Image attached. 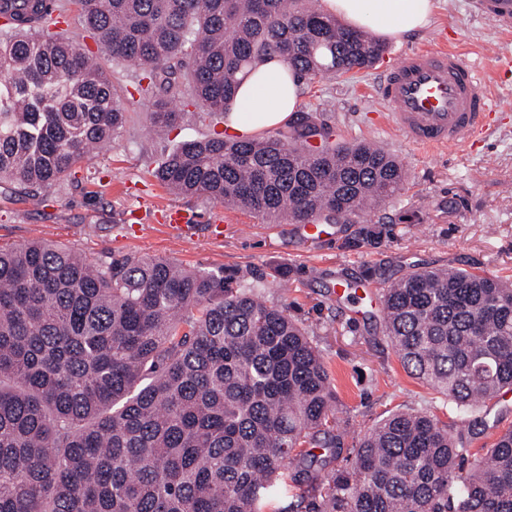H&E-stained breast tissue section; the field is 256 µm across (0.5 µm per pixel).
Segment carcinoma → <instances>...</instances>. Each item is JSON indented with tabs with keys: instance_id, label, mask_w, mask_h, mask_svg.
<instances>
[{
	"instance_id": "cac0c4a2",
	"label": "carcinoma",
	"mask_w": 512,
	"mask_h": 512,
	"mask_svg": "<svg viewBox=\"0 0 512 512\" xmlns=\"http://www.w3.org/2000/svg\"><path fill=\"white\" fill-rule=\"evenodd\" d=\"M304 0H77L113 60L141 68L151 124L190 107L224 123L274 59L301 76L373 66L385 45ZM93 52L39 24L0 32V183L59 182L126 121ZM320 143L297 146L312 134ZM299 115L273 136L184 139L153 175L182 195L272 222L347 219L396 195L403 165ZM263 280L125 255L95 263L43 240L0 247V512H512V428L469 471L466 441L399 411L343 448L336 392L303 327ZM403 366L470 414L512 391V284L467 270L382 289ZM320 453H315L314 449Z\"/></svg>"
}]
</instances>
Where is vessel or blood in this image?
I'll return each mask as SVG.
<instances>
[{
    "mask_svg": "<svg viewBox=\"0 0 512 512\" xmlns=\"http://www.w3.org/2000/svg\"><path fill=\"white\" fill-rule=\"evenodd\" d=\"M474 10L512 32V0H473ZM376 94L384 122L406 142L426 148H472L489 130L497 107L491 84L472 59L446 47L404 51L384 71Z\"/></svg>",
    "mask_w": 512,
    "mask_h": 512,
    "instance_id": "obj_1",
    "label": "vessel or blood"
}]
</instances>
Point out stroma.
Instances as JSON below:
<instances>
[{"instance_id": "35a3bbf8", "label": "stroma", "mask_w": 512, "mask_h": 512, "mask_svg": "<svg viewBox=\"0 0 512 512\" xmlns=\"http://www.w3.org/2000/svg\"><path fill=\"white\" fill-rule=\"evenodd\" d=\"M430 24L386 39L373 67L301 83L300 109L330 126L335 140L365 142L396 156L404 166L402 190L377 210L330 224L320 238H306L298 225L270 223L222 203L169 193L151 175L180 140L211 134L208 124L183 113L177 125L156 131L149 100L136 94L138 68L102 57L112 80L130 94L126 126L106 147L77 163L62 184L38 199L0 186V246L34 239L71 248L88 261L134 253L170 259L187 269L232 268L246 279L265 278V297L303 323L317 345L336 388V409L347 426L345 447L389 414L422 409L468 431V418L448 399L404 369L386 333L380 288L388 277L416 268L482 271L512 280V72L500 71L493 50L508 36L474 15L470 0H434ZM421 46L467 51L479 76L491 82L501 105L495 131L474 150L410 146L382 123L376 81L400 52ZM183 210L189 227L171 239L162 213ZM223 236H212L213 224ZM379 227V242L365 231ZM344 277L357 295L339 297L331 285ZM486 427L470 445L468 464L486 456L500 431L512 427V391L481 408Z\"/></svg>"}]
</instances>
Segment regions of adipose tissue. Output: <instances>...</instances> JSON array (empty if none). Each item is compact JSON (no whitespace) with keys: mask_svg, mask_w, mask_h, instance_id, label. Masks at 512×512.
I'll return each mask as SVG.
<instances>
[{"mask_svg":"<svg viewBox=\"0 0 512 512\" xmlns=\"http://www.w3.org/2000/svg\"><path fill=\"white\" fill-rule=\"evenodd\" d=\"M327 13L354 28L369 27L384 37H399L424 28L432 15V0H325ZM301 77L281 61L268 63L257 78L239 91L237 108L227 130L249 136L286 122L299 110Z\"/></svg>","mask_w":512,"mask_h":512,"instance_id":"ef3b65f1","label":"adipose tissue"}]
</instances>
